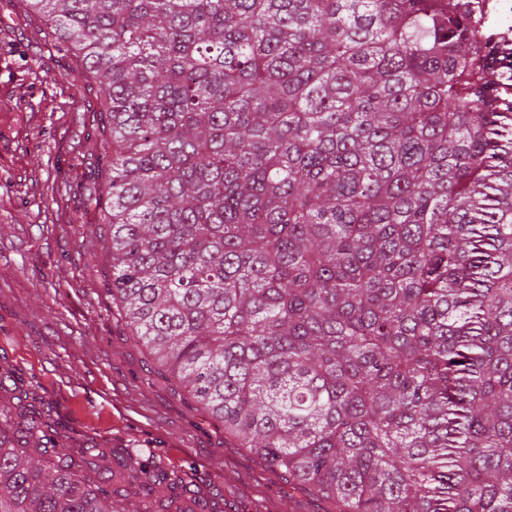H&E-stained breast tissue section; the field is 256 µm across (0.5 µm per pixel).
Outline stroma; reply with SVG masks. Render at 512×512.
<instances>
[{"label": "stroma", "mask_w": 512, "mask_h": 512, "mask_svg": "<svg viewBox=\"0 0 512 512\" xmlns=\"http://www.w3.org/2000/svg\"><path fill=\"white\" fill-rule=\"evenodd\" d=\"M0 357L59 424L67 455L86 440L137 448L189 473L204 512H326L224 434L136 342L107 291L91 224L90 172L106 179L95 85L26 0H0Z\"/></svg>", "instance_id": "1"}]
</instances>
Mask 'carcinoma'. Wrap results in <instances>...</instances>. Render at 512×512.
<instances>
[{
	"instance_id": "1",
	"label": "carcinoma",
	"mask_w": 512,
	"mask_h": 512,
	"mask_svg": "<svg viewBox=\"0 0 512 512\" xmlns=\"http://www.w3.org/2000/svg\"><path fill=\"white\" fill-rule=\"evenodd\" d=\"M103 102L119 316L332 512H512V67L424 0H29ZM0 512L184 478L18 405Z\"/></svg>"
}]
</instances>
